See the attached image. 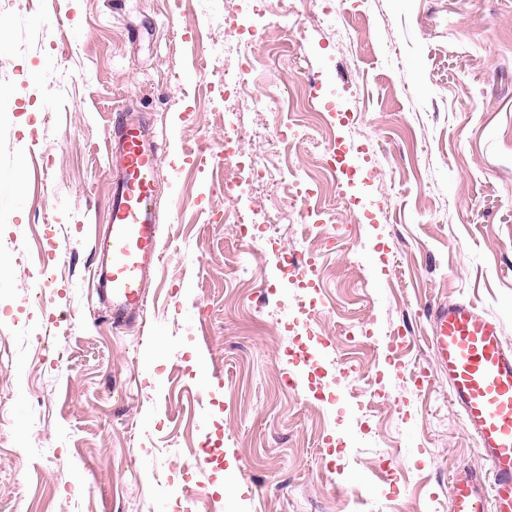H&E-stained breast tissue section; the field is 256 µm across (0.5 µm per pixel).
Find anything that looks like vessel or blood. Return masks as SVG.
I'll return each instance as SVG.
<instances>
[{"label":"vessel or blood","mask_w":512,"mask_h":512,"mask_svg":"<svg viewBox=\"0 0 512 512\" xmlns=\"http://www.w3.org/2000/svg\"><path fill=\"white\" fill-rule=\"evenodd\" d=\"M107 160L108 221L96 236L92 271L101 317L123 329L143 322L163 254L157 209L161 157L143 110L116 111ZM431 317L435 359L489 464L483 473L455 471L450 510L512 512V345L499 322L475 302L436 303Z\"/></svg>","instance_id":"obj_1"}]
</instances>
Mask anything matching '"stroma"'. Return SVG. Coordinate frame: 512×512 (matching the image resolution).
<instances>
[{
  "label": "stroma",
  "instance_id": "35a3bbf8",
  "mask_svg": "<svg viewBox=\"0 0 512 512\" xmlns=\"http://www.w3.org/2000/svg\"><path fill=\"white\" fill-rule=\"evenodd\" d=\"M292 3L249 0L273 34L249 73L224 49L238 0H0V512H449L453 470H486L427 308L474 300L512 343V0ZM240 73L289 102L244 110L224 91ZM124 104L158 134L163 260L144 323L115 332L90 259ZM228 121L261 175L233 202L246 243L224 220ZM292 172L337 219L352 203L343 247ZM309 251L320 292L282 269Z\"/></svg>",
  "mask_w": 512,
  "mask_h": 512
}]
</instances>
